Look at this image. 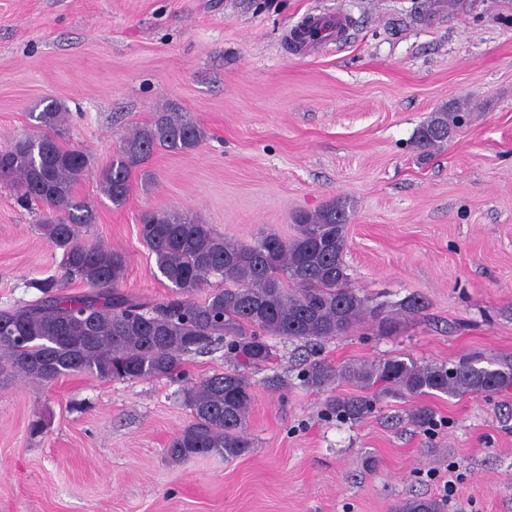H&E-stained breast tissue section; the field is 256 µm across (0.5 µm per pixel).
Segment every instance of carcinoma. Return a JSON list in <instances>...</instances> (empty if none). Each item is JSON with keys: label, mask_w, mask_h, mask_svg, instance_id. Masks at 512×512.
<instances>
[{"label": "carcinoma", "mask_w": 512, "mask_h": 512, "mask_svg": "<svg viewBox=\"0 0 512 512\" xmlns=\"http://www.w3.org/2000/svg\"><path fill=\"white\" fill-rule=\"evenodd\" d=\"M30 116L38 135L0 153V180L15 183L24 201L41 202L54 211L41 228L62 250L65 280H78L89 292L68 296L63 284L44 282L39 299L1 309L0 373L38 383L72 372L109 381L171 377L179 373L184 356L222 344L236 367L187 391L191 421L171 439L167 454L173 461L205 455L230 459L251 447L247 418L253 392L240 369L273 359L267 337L324 341L364 322L374 323L382 334L397 329L398 321L384 305L369 304L348 285L343 254L349 214L342 202L298 216L297 234L290 240L271 234L228 240L179 211L148 212L142 217L141 238L172 293L151 306L128 298L119 288L122 257L80 240V228L91 222L92 214L74 188L88 173V159L58 141L68 113L51 101ZM468 119L464 103L440 106L417 129L414 148L422 156L429 154ZM203 138V129L186 115L156 113L153 121L123 138L120 155L100 174L102 191L112 204L122 205L133 168L158 149L188 152ZM212 276L224 279V287L200 303L192 301ZM338 377L365 388L382 383L384 389L409 397L490 393L512 386V363L490 369L471 357L450 367L386 358L338 369L314 361L302 375L305 384L319 389ZM375 404L376 398L368 396L332 398L328 410L339 419L358 420L373 413ZM399 512H440V505L433 499H412Z\"/></svg>", "instance_id": "carcinoma-1"}]
</instances>
